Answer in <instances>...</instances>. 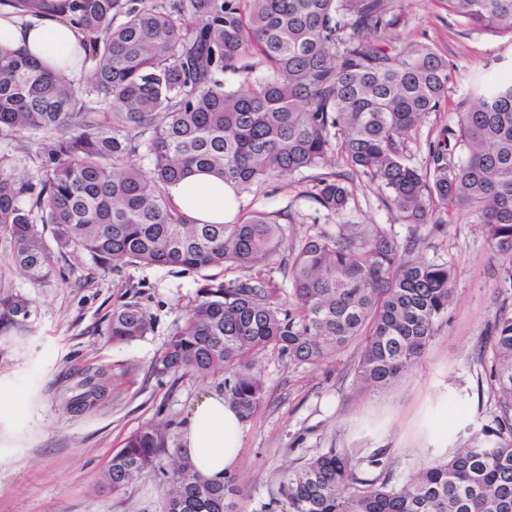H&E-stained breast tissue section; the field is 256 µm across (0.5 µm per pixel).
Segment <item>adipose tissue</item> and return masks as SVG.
<instances>
[{"label":"adipose tissue","instance_id":"1","mask_svg":"<svg viewBox=\"0 0 512 512\" xmlns=\"http://www.w3.org/2000/svg\"><path fill=\"white\" fill-rule=\"evenodd\" d=\"M81 33L56 16L29 22L0 17V43L23 49L50 69L70 78L83 74ZM174 204L198 223L235 222L240 202L232 187L210 175L193 174L170 189ZM245 420L223 395L209 393L192 406L183 426V449L203 477L219 480L236 466L243 449Z\"/></svg>","mask_w":512,"mask_h":512}]
</instances>
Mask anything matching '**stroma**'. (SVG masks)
I'll return each mask as SVG.
<instances>
[{
  "mask_svg": "<svg viewBox=\"0 0 512 512\" xmlns=\"http://www.w3.org/2000/svg\"><path fill=\"white\" fill-rule=\"evenodd\" d=\"M400 10L394 30L399 42L434 47L450 69L446 102L405 140L407 161L421 167L429 141L468 109L469 87L512 70V39L470 30L448 14L443 0H402ZM313 177L304 171L242 194V214L261 211L283 226L279 261L260 271L280 297L289 294L280 261L291 246L319 229L335 231L340 221L381 225L399 242L415 241L416 257L452 263L455 296L447 323L421 362L386 392L357 386L355 343L317 366L289 363L274 350L264 353V399L247 421L242 453L229 475L241 512H263L284 471L331 446L383 451L395 477L405 479L429 461L434 442L428 428L440 400L448 402L452 448L464 445L467 425L488 423L493 410L478 360L489 353L487 328L496 312H512V299L503 300L497 288L512 255L492 253L483 225L466 213L447 224L398 222L362 177L351 183L356 209L336 220L308 197ZM10 249L9 236L0 233V297H29L32 315L22 323L0 320V378L15 393L14 430L0 431V512H163L187 414L202 395L223 387L216 378L159 375L152 366L206 277L226 281L235 271L212 268L204 274L121 262L103 269L86 255L65 253L54 257L53 279L34 285L8 263ZM129 302L151 316L154 329L133 343L113 344L108 320L114 308ZM89 376L103 389L100 399L94 407L70 411ZM156 423L165 424L167 443L156 470L121 490L109 488L103 474L113 453L131 433Z\"/></svg>",
  "mask_w": 512,
  "mask_h": 512,
  "instance_id": "35a3bbf8",
  "label": "stroma"
}]
</instances>
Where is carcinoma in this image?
<instances>
[{"label":"carcinoma","mask_w":512,"mask_h":512,"mask_svg":"<svg viewBox=\"0 0 512 512\" xmlns=\"http://www.w3.org/2000/svg\"><path fill=\"white\" fill-rule=\"evenodd\" d=\"M23 16L53 12L83 33L90 63L78 89L62 73L0 45V131L26 134L40 164L25 178L0 170V231L7 260L32 284L48 282L54 252L241 276L204 287L155 359L159 375L222 378L243 417L265 389L268 349L319 365L361 339L363 389L387 390L421 360L448 321L456 271L403 259L379 226L339 224L291 247L288 304L252 274L278 254L282 225L261 212L199 224L170 187L207 172L241 192L316 170L309 195L341 217L356 207L347 181L366 178L398 219L417 227L436 213H473L491 250L512 252V78L469 92L457 129L429 142L426 165L404 156V137L448 97V60L427 44L387 36L392 0H3ZM473 31L512 37V0H446ZM240 77L241 86L224 82ZM340 172H335V169ZM52 227L50 247L39 226ZM24 320L31 302L11 298ZM153 331L151 316L112 310V342ZM482 376L490 423L466 444L397 481L383 453L327 448L284 474L272 498L287 512H512V313L495 315ZM164 426L132 433L109 461L119 490L155 469ZM165 512H237L230 481L201 477L187 458L173 469Z\"/></svg>","instance_id":"carcinoma-1"}]
</instances>
